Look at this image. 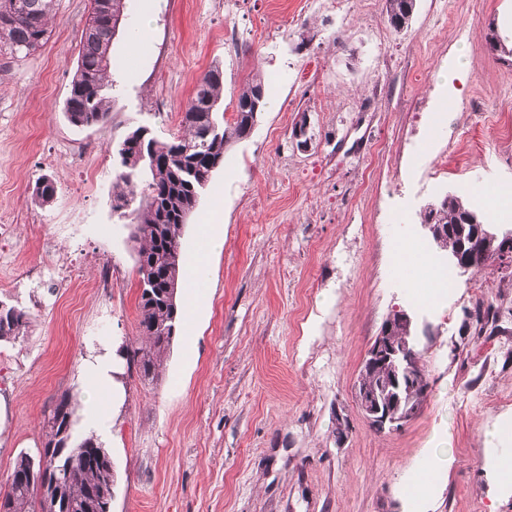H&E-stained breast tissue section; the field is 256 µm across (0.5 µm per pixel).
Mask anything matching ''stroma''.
Returning <instances> with one entry per match:
<instances>
[{"instance_id":"stroma-1","label":"stroma","mask_w":512,"mask_h":512,"mask_svg":"<svg viewBox=\"0 0 512 512\" xmlns=\"http://www.w3.org/2000/svg\"><path fill=\"white\" fill-rule=\"evenodd\" d=\"M89 12L90 0H56L46 43L0 56V301L31 315L27 336L0 342V485L43 446L61 395L77 401L75 436L92 435L85 367L108 352L112 512H407V484L440 442L452 462L419 512H512V492L485 475L512 454V432L494 448L487 436L512 429V283L460 274L421 225L452 192L512 228V208L479 197L512 186V0H416L398 32L385 0H125L112 112L76 127L65 104ZM495 33L506 52L490 49ZM460 53L467 70L447 80ZM215 64L225 121L253 70L268 106L184 228V264L201 224L224 244L179 289L193 312L150 382L125 356L140 287L130 227L112 211L116 146L133 126L181 133ZM44 176L57 194L41 205ZM396 238L425 246L451 288L418 295L397 271ZM481 300L501 329L474 342L459 331ZM399 309L431 331L420 341L429 393L401 430L378 432L352 386Z\"/></svg>"}]
</instances>
